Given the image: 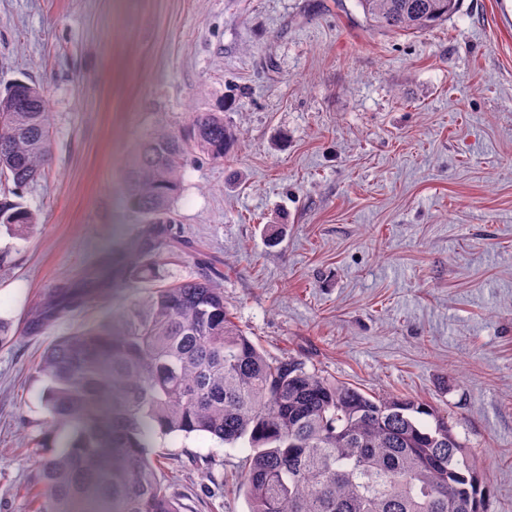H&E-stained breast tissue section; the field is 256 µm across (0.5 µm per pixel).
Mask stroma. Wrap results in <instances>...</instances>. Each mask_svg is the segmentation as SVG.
I'll list each match as a JSON object with an SVG mask.
<instances>
[{
  "mask_svg": "<svg viewBox=\"0 0 512 512\" xmlns=\"http://www.w3.org/2000/svg\"><path fill=\"white\" fill-rule=\"evenodd\" d=\"M17 80L44 89L52 163L21 193L30 239L0 233V512L34 510L45 350L202 274L269 356L449 415L489 512H512V0H462L413 35L370 31L355 0H0V89ZM216 110L239 145L188 163L172 207L205 265L163 246L156 281L29 332L45 294L139 234L136 144ZM157 445L185 512H249L225 481L245 444Z\"/></svg>",
  "mask_w": 512,
  "mask_h": 512,
  "instance_id": "stroma-1",
  "label": "stroma"
}]
</instances>
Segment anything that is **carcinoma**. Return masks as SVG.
Wrapping results in <instances>:
<instances>
[{
    "label": "carcinoma",
    "mask_w": 512,
    "mask_h": 512,
    "mask_svg": "<svg viewBox=\"0 0 512 512\" xmlns=\"http://www.w3.org/2000/svg\"><path fill=\"white\" fill-rule=\"evenodd\" d=\"M356 4L370 29L415 34L448 21L460 0ZM239 139L223 112H195L138 144L126 188L147 224L109 266L107 283L156 276L182 171L224 159ZM50 164L44 91L17 81L0 94V227L20 239L39 219L16 198ZM99 290L93 277L53 289L28 314L29 327ZM39 373L50 415L41 443L54 452L35 466L36 512H181L149 452L157 436L174 433L252 448L237 475L250 512H486L488 482L447 418L422 402L330 380L293 357H268L209 277L152 288L118 317L59 338Z\"/></svg>",
    "instance_id": "carcinoma-1"
}]
</instances>
